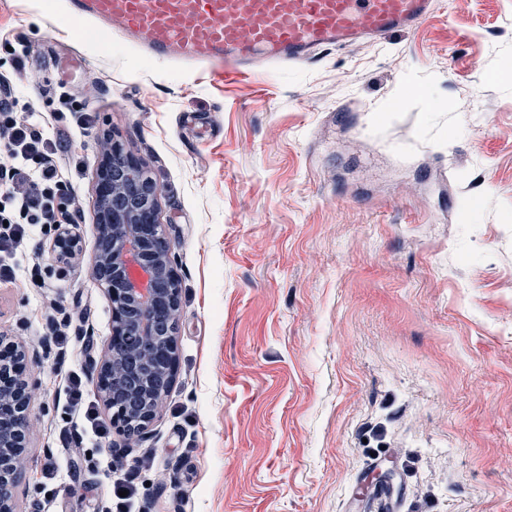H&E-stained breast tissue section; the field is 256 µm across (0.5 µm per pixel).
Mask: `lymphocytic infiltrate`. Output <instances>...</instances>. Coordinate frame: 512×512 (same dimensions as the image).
Masks as SVG:
<instances>
[{
	"label": "lymphocytic infiltrate",
	"mask_w": 512,
	"mask_h": 512,
	"mask_svg": "<svg viewBox=\"0 0 512 512\" xmlns=\"http://www.w3.org/2000/svg\"><path fill=\"white\" fill-rule=\"evenodd\" d=\"M68 148L33 110L19 108L13 88L0 89V253L34 241L45 225L79 222V207L61 202Z\"/></svg>",
	"instance_id": "f902f5d3"
}]
</instances>
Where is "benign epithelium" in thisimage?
<instances>
[{"instance_id": "1", "label": "benign epithelium", "mask_w": 512, "mask_h": 512, "mask_svg": "<svg viewBox=\"0 0 512 512\" xmlns=\"http://www.w3.org/2000/svg\"><path fill=\"white\" fill-rule=\"evenodd\" d=\"M122 157L124 171L111 168ZM97 244L92 273L112 307V331L91 375L112 421L124 436L143 435L176 369L179 280L171 243L159 221L160 188L123 145L98 161L93 185ZM77 239L64 230L53 249L70 254ZM25 352L0 347V512H13L29 426Z\"/></svg>"}]
</instances>
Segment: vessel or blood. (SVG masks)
Instances as JSON below:
<instances>
[{"label": "vessel or blood", "instance_id": "vessel-or-blood-1", "mask_svg": "<svg viewBox=\"0 0 512 512\" xmlns=\"http://www.w3.org/2000/svg\"><path fill=\"white\" fill-rule=\"evenodd\" d=\"M434 0H67L143 55L251 75L317 50L415 29Z\"/></svg>", "mask_w": 512, "mask_h": 512}]
</instances>
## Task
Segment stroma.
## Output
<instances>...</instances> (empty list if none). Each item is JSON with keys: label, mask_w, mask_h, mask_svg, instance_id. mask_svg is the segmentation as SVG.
<instances>
[{"label": "stroma", "mask_w": 512, "mask_h": 512, "mask_svg": "<svg viewBox=\"0 0 512 512\" xmlns=\"http://www.w3.org/2000/svg\"><path fill=\"white\" fill-rule=\"evenodd\" d=\"M65 12L0 0V83L83 163L81 251L58 260L47 230L0 280V336L31 354L14 512H106L110 455L149 461L138 512H512V0H437L414 30L228 77ZM112 134L162 189L178 363L140 438L85 380L108 430L82 448L58 399L111 332L90 267ZM66 315L84 340L63 352Z\"/></svg>", "instance_id": "1"}]
</instances>
